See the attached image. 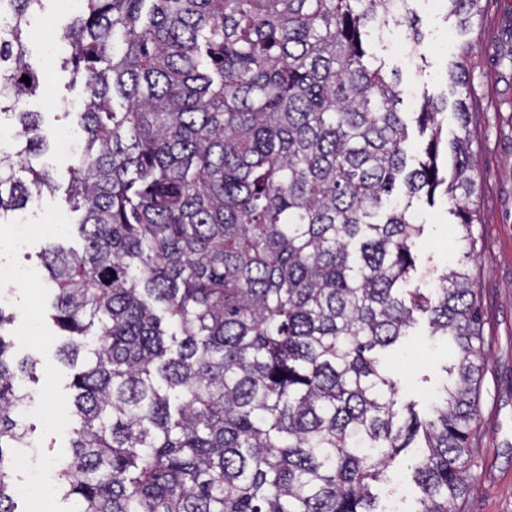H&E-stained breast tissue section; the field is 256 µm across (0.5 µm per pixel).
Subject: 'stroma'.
Here are the masks:
<instances>
[{"instance_id":"35a3bbf8","label":"stroma","mask_w":512,"mask_h":512,"mask_svg":"<svg viewBox=\"0 0 512 512\" xmlns=\"http://www.w3.org/2000/svg\"><path fill=\"white\" fill-rule=\"evenodd\" d=\"M419 19L420 40L412 56L392 51L386 31H371V52L396 71L403 95L398 109L412 133L409 155L422 156L425 142L415 134L416 117L424 99L445 102L439 117L444 136L459 128L454 104L459 99L478 101L481 111L471 125L480 183L473 198L479 213L474 233L479 237L473 268L480 276L481 311L485 320L486 363L481 381L479 428L481 444L471 469L475 480L465 495L466 512H512V0H484L480 37L470 40L442 0H411ZM76 13L66 0H43L27 33L28 61L41 79L37 94L24 104L41 113L42 133L54 144L56 191L41 198L6 222L7 240L0 242V304L14 315L11 333L17 357L37 362L38 382L31 388L26 424L32 429L31 448L14 470L17 512H69L70 505L54 490V460L67 452L69 432L75 423L71 371L58 359L62 338L53 324V292L39 257L46 241L82 250L75 224L77 213L66 201L69 153L58 150L62 135L75 120L70 113L78 98L71 74L61 67L56 44L45 38L44 26L64 32ZM470 43L465 87H452L449 71L460 44ZM445 197L434 204L420 200L413 209L425 231L419 248L415 284L435 283L440 269L453 259L460 243L451 229L456 219ZM22 224H39L37 238L21 236ZM381 365L395 380L399 404L415 403L427 415L435 390L446 378L445 366L453 362V345L444 337L428 336L425 316H418L408 336L378 354ZM419 451L408 448L388 465L386 478L373 487L380 512H416L420 490L413 481Z\"/></svg>"}]
</instances>
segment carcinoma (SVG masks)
I'll return each instance as SVG.
<instances>
[{
  "mask_svg": "<svg viewBox=\"0 0 512 512\" xmlns=\"http://www.w3.org/2000/svg\"><path fill=\"white\" fill-rule=\"evenodd\" d=\"M42 2L0 0L11 108L39 86L25 33ZM82 2L63 39L83 99L68 202L86 246L42 252L59 360L75 370L63 497L75 512H377L372 484L420 433L418 512H459L484 362L470 266L479 107L459 102L449 178L429 99L426 159L408 160L400 91L364 36L406 25L418 39L410 0ZM444 2L480 29L481 0ZM15 116L22 147L0 150V219L54 189L51 168L22 162L48 151L40 113ZM442 184L466 251L425 295L410 287L423 231L410 208ZM416 312L428 336L452 340L453 382L431 418L410 407L398 423L376 353ZM12 320L0 307V512H16L17 412L35 380V362L10 356Z\"/></svg>",
  "mask_w": 512,
  "mask_h": 512,
  "instance_id": "cac0c4a2",
  "label": "carcinoma"
}]
</instances>
